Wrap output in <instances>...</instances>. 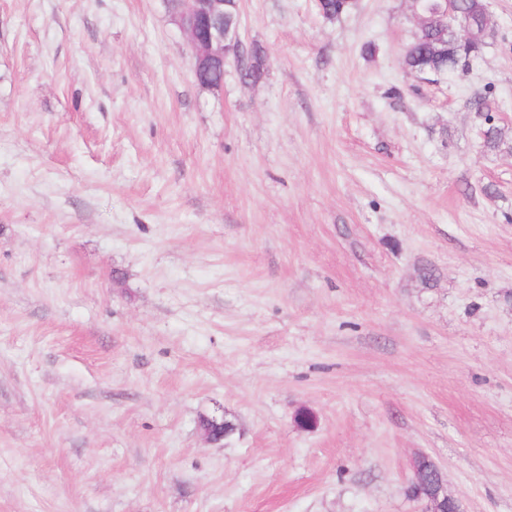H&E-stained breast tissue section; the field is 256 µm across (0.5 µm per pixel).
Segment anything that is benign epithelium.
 Wrapping results in <instances>:
<instances>
[{"label": "benign epithelium", "instance_id": "benign-epithelium-1", "mask_svg": "<svg viewBox=\"0 0 512 512\" xmlns=\"http://www.w3.org/2000/svg\"><path fill=\"white\" fill-rule=\"evenodd\" d=\"M172 17L184 34L191 50L193 74L198 84L218 90L223 81H212L209 71L224 67L226 56H239L238 0H168ZM418 23L453 19V0H412ZM432 462L426 455L413 465L407 487L408 496L415 501L420 512H461L462 500L448 494L447 485L439 466H434V477L423 479V464Z\"/></svg>", "mask_w": 512, "mask_h": 512}]
</instances>
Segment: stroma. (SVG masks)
I'll list each match as a JSON object with an SVG mask.
<instances>
[{
  "label": "stroma",
  "mask_w": 512,
  "mask_h": 512,
  "mask_svg": "<svg viewBox=\"0 0 512 512\" xmlns=\"http://www.w3.org/2000/svg\"><path fill=\"white\" fill-rule=\"evenodd\" d=\"M488 3L480 59L415 78L410 0H243L263 75L213 92L166 0H0V512H416L421 454L512 512Z\"/></svg>",
  "instance_id": "obj_1"
}]
</instances>
